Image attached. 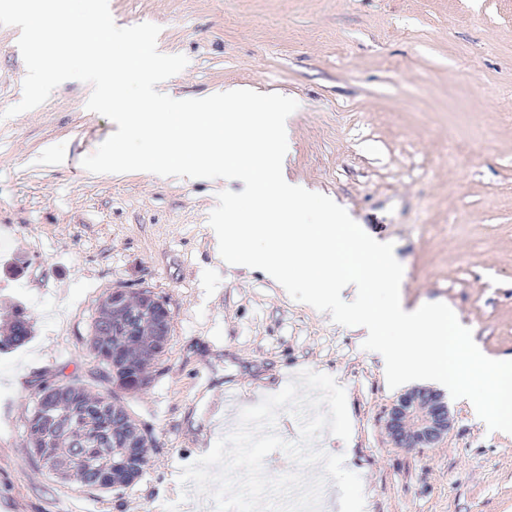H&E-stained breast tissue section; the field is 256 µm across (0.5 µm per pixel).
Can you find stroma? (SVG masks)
<instances>
[{
	"instance_id": "35a3bbf8",
	"label": "stroma",
	"mask_w": 512,
	"mask_h": 512,
	"mask_svg": "<svg viewBox=\"0 0 512 512\" xmlns=\"http://www.w3.org/2000/svg\"><path fill=\"white\" fill-rule=\"evenodd\" d=\"M117 26H160L159 51L188 57L162 82L173 98L243 86L295 99L289 179L344 206L394 245L401 300L449 304L490 356H512V0H109ZM19 28L0 26V111L22 98ZM69 80L42 105L0 121V325L33 324L0 352V493L14 512H164L196 444L216 442L206 405L237 408L298 372L347 395L349 441L318 447L358 474L364 512H512V440L449 399L436 447H397L385 413L398 397L360 333L320 318L262 272L224 264L208 216L223 181L94 174L81 161L117 126ZM239 191V184L229 186ZM151 290L171 310L167 352L128 398L154 440L138 482L93 490L37 467L25 418L38 385L80 378L105 390L86 348L109 292ZM30 321L23 308L15 307L8 318L7 327L0 334V350L24 344L31 336Z\"/></svg>"
}]
</instances>
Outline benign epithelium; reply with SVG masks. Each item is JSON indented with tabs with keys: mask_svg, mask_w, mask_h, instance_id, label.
<instances>
[{
	"mask_svg": "<svg viewBox=\"0 0 512 512\" xmlns=\"http://www.w3.org/2000/svg\"><path fill=\"white\" fill-rule=\"evenodd\" d=\"M112 302L117 312L116 326L128 331L133 327L146 328L158 337L159 345L166 346L168 316L161 314L126 292L113 293ZM453 417L445 395L437 390L414 388L401 394L387 409L386 430L400 448H432L448 436ZM143 445L138 431L124 438V462H138Z\"/></svg>",
	"mask_w": 512,
	"mask_h": 512,
	"instance_id": "1",
	"label": "benign epithelium"
}]
</instances>
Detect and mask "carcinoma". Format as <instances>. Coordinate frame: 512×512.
Returning <instances> with one entry per match:
<instances>
[{
  "label": "carcinoma",
  "instance_id": "obj_1",
  "mask_svg": "<svg viewBox=\"0 0 512 512\" xmlns=\"http://www.w3.org/2000/svg\"><path fill=\"white\" fill-rule=\"evenodd\" d=\"M30 321L20 307L8 318L0 334V350L24 344L31 336ZM123 344L112 324V295L99 303L91 324L88 342L90 352L99 365V376L112 385L102 393L78 379L66 384L44 382L36 392L58 405L53 420L39 415L32 407L26 421V434L32 455L39 467L63 481H77L82 486L97 488V468L101 462L122 454L120 438L130 426L140 425L122 401V394L145 388L137 380V372L108 370L112 349Z\"/></svg>",
  "mask_w": 512,
  "mask_h": 512
}]
</instances>
